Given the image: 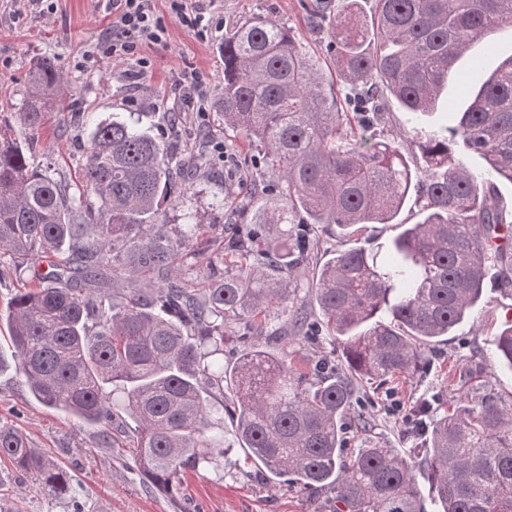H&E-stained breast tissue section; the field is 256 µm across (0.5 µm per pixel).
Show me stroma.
<instances>
[{"label": "stroma", "instance_id": "obj_1", "mask_svg": "<svg viewBox=\"0 0 512 512\" xmlns=\"http://www.w3.org/2000/svg\"><path fill=\"white\" fill-rule=\"evenodd\" d=\"M313 0H216L213 10L224 28L206 41L196 39L175 21H168L166 44L143 48L149 68L133 61L90 56L94 43L111 27L105 0H58L55 11L40 16L34 0H0V112L17 111L26 93L24 76L32 61L55 57L72 81L62 111L53 113L39 132L33 152L37 166H51L55 175L74 178L85 158L89 138L86 113L98 119L136 117L157 134H174L187 152H197L201 129L223 144L225 157L214 161V175H197L178 204L168 207L169 231L178 230L186 212L205 226L202 238L219 237L224 225L255 189L274 180L271 170L247 166L249 148L237 134L222 133L220 94L224 58L220 47L225 28L254 17L274 20L298 33L320 60L334 87L347 89L328 49L322 29L308 11ZM203 74L208 103L205 112L185 102V87ZM223 207H213L214 198ZM512 310V298L486 287L470 318L428 354L424 373L379 388L355 381L351 417L366 416L382 446L408 452L411 441L405 417L410 406L431 390L450 396L449 376L480 374L495 393L512 396V372L493 357L495 332ZM20 429L32 446L72 476L71 491L57 497L35 476L0 461V512H333L331 493L310 498L299 489L256 474L242 450L233 452L234 466L225 470L185 471L175 493L164 494L140 475L126 440L106 448L98 428L68 418L37 403L14 368L0 372V425Z\"/></svg>", "mask_w": 512, "mask_h": 512}]
</instances>
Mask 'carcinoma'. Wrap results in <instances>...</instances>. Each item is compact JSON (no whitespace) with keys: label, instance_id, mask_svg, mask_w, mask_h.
<instances>
[{"label":"carcinoma","instance_id":"obj_1","mask_svg":"<svg viewBox=\"0 0 512 512\" xmlns=\"http://www.w3.org/2000/svg\"><path fill=\"white\" fill-rule=\"evenodd\" d=\"M325 19L336 67L359 87V112L343 111L319 63L291 29L257 17L224 32V131L242 135L278 173L227 229L219 251L198 247L201 222L170 235L164 205L187 187L176 168L208 172L204 154L130 120L95 125L80 178L70 182L30 162V144L70 82L53 58L27 72L16 119L0 118V258L15 268L51 259L40 283L9 299L15 371L31 396L101 428L134 423L133 461L172 491L186 470L217 468L229 449L216 428L229 416L237 443L267 479L336 492L333 512H512V399L469 375L450 400L427 395L413 408L414 447L402 454L365 437L344 454L343 420L353 383L382 386L423 370L491 282L512 295V228L497 183H512V56L489 74L480 60L459 74L465 106L435 114L455 65L478 41L512 28V0H359ZM416 122L410 163L380 130L390 100ZM479 155L471 169L455 146ZM421 219L387 244L388 258L358 245L316 262L321 235L363 236L392 224L408 201ZM279 226L282 245L267 242ZM203 258L224 274L183 273ZM127 279L120 291L111 281ZM307 280L319 308L289 309ZM285 327L272 329L282 317ZM244 323L250 342L224 365V322ZM322 334L341 359L300 367L296 346ZM494 354L512 369V318ZM53 495L67 470L19 429L0 425V457Z\"/></svg>","mask_w":512,"mask_h":512}]
</instances>
